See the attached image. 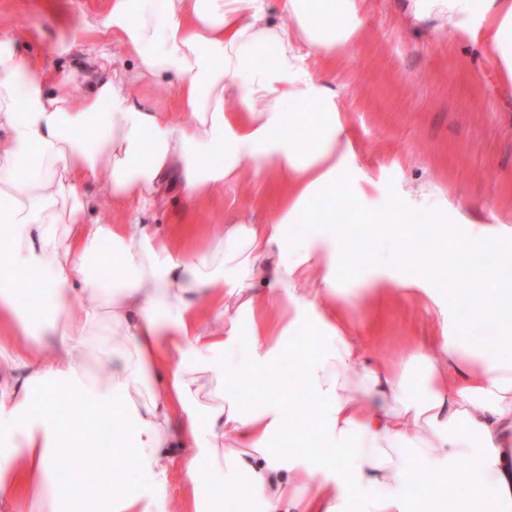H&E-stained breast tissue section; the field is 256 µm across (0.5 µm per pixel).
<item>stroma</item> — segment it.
I'll list each match as a JSON object with an SVG mask.
<instances>
[{
  "mask_svg": "<svg viewBox=\"0 0 512 512\" xmlns=\"http://www.w3.org/2000/svg\"><path fill=\"white\" fill-rule=\"evenodd\" d=\"M104 0H0V39H14L30 61L49 62L74 79L82 96L95 75L93 56L106 48L113 68L131 71L135 57L112 34L87 28L101 15ZM402 0H365L363 29L355 50L339 58L304 54L301 65L323 83L352 138L349 159L354 179L349 218L377 259L411 235L408 224L379 233L373 216L399 201L409 214H429V197L447 200L448 218L461 237L483 227L493 239L512 238V89L495 55L459 39L452 31L419 29L407 20ZM244 217L266 224L274 207L262 199L251 163L238 182L194 200L181 184L164 185L158 204L138 215L109 206L95 208L92 221L126 224L131 219L160 234L188 230L184 259L196 262L226 221ZM421 290L405 293L388 283L381 296L361 291L342 297L352 336L366 353L399 366L413 337L440 333L442 321ZM280 456L306 454L333 461L336 450L314 434L311 424L273 442Z\"/></svg>",
  "mask_w": 512,
  "mask_h": 512,
  "instance_id": "stroma-1",
  "label": "stroma"
}]
</instances>
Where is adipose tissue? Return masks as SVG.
I'll return each mask as SVG.
<instances>
[{"mask_svg":"<svg viewBox=\"0 0 512 512\" xmlns=\"http://www.w3.org/2000/svg\"><path fill=\"white\" fill-rule=\"evenodd\" d=\"M288 25L272 24L265 0H105L106 27L138 59L126 75L98 79L74 97L72 77L50 75L0 43V512H167L180 471L186 512H201V471L220 472L214 499L242 512H512V261L472 232L457 243L445 206L432 205L434 234L397 243L388 265L363 281L430 285L446 267L478 277L492 298L441 310L443 333L416 341L401 370L367 361L336 313V267L354 239L348 223L322 217L314 245L288 255V227L309 223L310 202L353 186L351 142L336 101L300 65L301 48L342 57L360 40L361 0H282ZM416 24L437 21L488 47L512 81V0H407ZM274 47L272 64L257 53ZM169 78L184 117L138 105L134 89ZM234 101L226 111L225 101ZM251 161L264 184L283 188L270 224L225 225L224 235L187 264L148 225L95 224L98 203L126 210L155 205L165 177L195 198L238 180ZM99 185L97 198L80 191ZM110 241L112 275L85 260ZM441 245L417 276L412 251ZM323 277L312 284L310 273ZM33 284L20 304V278ZM269 284L288 308L280 316L257 287ZM250 319L248 336L233 325ZM320 324L321 344L299 365L315 420L336 450L333 464L279 458L275 437L290 430L279 398L246 401L244 382L275 367L281 344L299 346V324ZM55 336L43 351L38 329ZM495 328L493 347L474 328ZM214 398H190L198 374ZM67 390L95 422L122 420L107 450L91 428L60 421L55 393ZM97 449L101 479H56L68 448ZM435 475L420 495L416 477ZM137 473L145 488L112 498L105 485ZM250 497L239 500L241 486Z\"/></svg>","mask_w":512,"mask_h":512,"instance_id":"obj_1","label":"adipose tissue"}]
</instances>
